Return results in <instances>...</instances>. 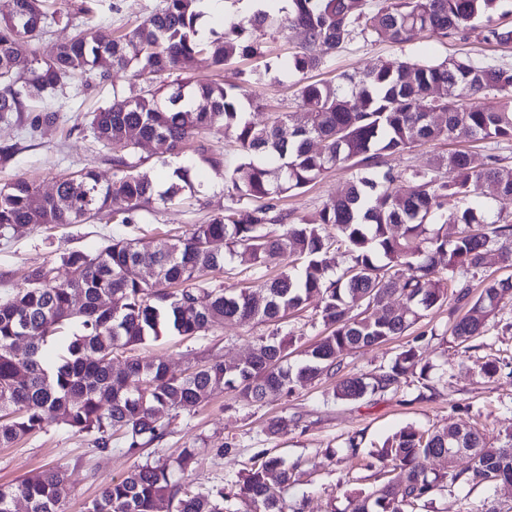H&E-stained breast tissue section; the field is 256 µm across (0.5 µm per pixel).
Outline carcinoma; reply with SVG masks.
<instances>
[{
    "instance_id": "obj_1",
    "label": "carcinoma",
    "mask_w": 512,
    "mask_h": 512,
    "mask_svg": "<svg viewBox=\"0 0 512 512\" xmlns=\"http://www.w3.org/2000/svg\"><path fill=\"white\" fill-rule=\"evenodd\" d=\"M47 0H13L0 18V118L23 112L28 99L52 97L78 75L106 81L112 72L131 70L149 86L135 95L113 93L94 113L96 139L112 147V181L104 184L85 168L56 182L55 192L33 204L38 188L27 179L0 186V228L74 224L104 214L117 224H137L156 202L167 204L191 186L189 169L176 168L169 186L155 192L152 180L130 161L143 140L160 138L169 152L212 128L234 138L239 159L209 163L230 204L205 224L169 240L133 243L114 238L101 250L72 251L60 257L70 278L58 280L54 268L32 270L26 286L0 299V447L55 424L92 438L102 451L121 432L127 451L137 454L164 434L163 416L202 404L216 392L231 390L240 402L276 400L295 383L338 373L344 353L402 336L423 317L449 301L470 303L449 323L456 345L486 335L488 320L512 298V275L482 279L470 299L471 279L483 271L486 256L500 252L512 266V222L477 214L468 201L484 192L512 198V168L489 148L479 156L457 149L430 167L395 170L386 159L425 140L512 141V66L485 65L468 57L451 61L382 63L359 77L341 74L308 82L304 75L322 68L345 45L361 37L396 44L428 32L440 38L466 35L481 24L483 38L509 44L512 28L498 23L507 0H386L376 10L361 0H279L268 9L222 22L223 30L200 33L197 0H163V6L128 33L105 42L86 28L49 51L34 53L16 70L18 44L42 35L49 20ZM300 29L306 45L279 65L299 75L298 98L307 112L304 127L283 136L291 121L274 112L270 121H251L260 107L246 87L183 78L205 55L219 68L261 54L257 32L282 35ZM493 95L495 103L481 99ZM317 141L320 149L312 150ZM357 169L346 192L324 203L315 219L286 222L274 216L276 201L334 168ZM404 184V192L395 185ZM119 195L123 209L113 207ZM277 224L272 234L267 226ZM335 234L326 233V227ZM341 250L347 266L327 278L329 254ZM255 269L283 265L273 278H253L242 286L214 287L207 275L224 269L226 256ZM288 264H282V261ZM151 265L149 284L138 270ZM83 304L75 310L74 293ZM402 303L393 305L392 296ZM317 297L327 334L304 351V362L288 364V343L260 338L249 363L202 365L191 373L169 375L156 358L124 357L134 346L175 336H204L226 323H277ZM107 298L113 305L104 307ZM425 333L404 346L388 368L372 377L347 376L334 397L358 400L397 390L407 375L424 380ZM25 342L28 349L17 346ZM459 440L448 443V436ZM463 451L472 465L463 470H428L424 461ZM391 477L368 493L348 496L345 512H414L446 485L495 486L512 482V443L489 446L477 431L456 426L421 433L404 429L376 453ZM194 451L173 460L138 464L108 483L86 512H156L167 501L174 512H224V489L183 490L176 473L186 471ZM294 469L263 452L246 474L239 495L251 512H282L270 492L294 481ZM66 470L49 468L16 484H0V512H12L22 499L27 512H63Z\"/></svg>"
}]
</instances>
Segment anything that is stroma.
I'll use <instances>...</instances> for the list:
<instances>
[{
	"instance_id": "stroma-1",
	"label": "stroma",
	"mask_w": 512,
	"mask_h": 512,
	"mask_svg": "<svg viewBox=\"0 0 512 512\" xmlns=\"http://www.w3.org/2000/svg\"><path fill=\"white\" fill-rule=\"evenodd\" d=\"M160 4L161 0H100L95 14L87 17L79 11L80 0H48L55 18L48 23L41 47L46 50L69 39L84 22L94 26L103 39H112L117 32L142 23ZM261 41L265 57L241 58L219 71L202 56L191 79L247 85L261 104L250 115L255 123H264L272 112L301 116L298 74L265 70L264 60L299 51L305 41L303 32L294 30L285 38L267 34ZM465 54L479 62L512 66V44L501 46L474 34L462 41L423 33L402 46L383 38L356 39L309 77L332 79L343 73L359 75L404 58L441 61ZM256 73L261 74V81H253ZM138 91V85L123 72L113 73L104 83L91 81L86 88L77 81L66 82L56 93L55 102L62 111L53 123L42 119L45 102L27 101L20 117L0 121V186L24 178L48 194L60 175L85 167L95 170L102 182L111 181L112 151L95 139L92 114L110 102L114 93L128 96ZM204 144L205 152L190 146L178 156L156 145L138 151L134 160L139 171L147 173L158 189H165L179 166L190 170L196 188L195 193H184L173 203L152 205L142 212L140 223L115 224L97 216L64 226L0 228V295L22 287L32 269L46 264L55 266L58 278H66L68 271L60 264L62 254L94 253L118 236L146 241L175 238L221 213L227 204L222 180L208 159L219 156L231 164L237 155L223 130H212ZM353 175L350 168L331 170L280 199L278 207L294 219L311 217L327 200L342 195ZM318 313L319 303L313 300L279 324H227L187 340L170 335L134 347L132 353L163 359L170 372L179 375L194 366L239 362L252 353L259 338L290 333L298 338L291 357L297 364L304 358L305 347L322 335ZM447 325L448 311L443 308L429 312L413 327L414 333L431 334L425 356L434 369L428 383L411 376L398 391L347 401L334 398L336 379L331 376L296 387L278 400L250 406L236 402L233 393L226 391L202 406L169 412L163 419L162 441L139 456L127 453L121 436H114L110 449L103 452L89 437L52 426L10 447H0V484L15 483L62 464L68 474L64 508L66 512H85L105 485L124 477L134 466L191 448L196 453L195 464L182 477L183 486L195 491L223 488L224 512H246V504L237 495L239 483L257 454L265 450L296 469L295 483L280 493L285 512H344L347 492L372 491L382 480L378 467L371 464L370 451L382 447L403 428L435 431L457 424L480 430L497 446L512 433V376L501 373L488 379L480 373L484 362L512 355V299H505L490 318L480 349L466 352L450 343ZM406 343V337L400 336L346 353L342 372L367 377L376 374ZM281 418L288 419V430L273 432V424ZM353 438L359 443L355 453L348 447ZM486 503L499 512H512V488L445 487L421 503L416 512H480Z\"/></svg>"
}]
</instances>
